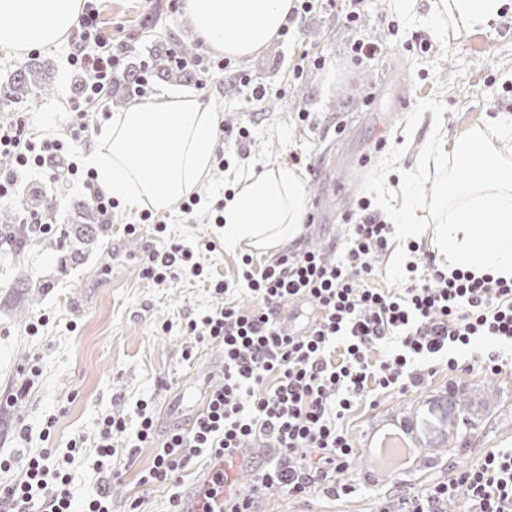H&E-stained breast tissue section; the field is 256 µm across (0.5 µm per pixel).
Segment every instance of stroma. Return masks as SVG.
I'll list each match as a JSON object with an SVG mask.
<instances>
[{"instance_id":"obj_1","label":"stroma","mask_w":512,"mask_h":512,"mask_svg":"<svg viewBox=\"0 0 512 512\" xmlns=\"http://www.w3.org/2000/svg\"><path fill=\"white\" fill-rule=\"evenodd\" d=\"M99 10L104 31L129 47L125 63L154 64L160 48L181 40L193 42L195 53L206 52L179 2L101 0ZM353 12L358 20L352 24L347 17ZM361 38L382 44L383 52L356 57L352 45ZM70 51L66 39L27 53L0 47V80L31 60L53 76L50 94L12 107L13 117L27 118L39 135L63 136L69 106L78 98ZM317 57L323 67L311 66ZM257 86L267 90L263 99L251 95ZM180 87L220 117L217 153L224 166L205 177L196 211L173 206L161 212L167 229L158 235L152 225L140 224V210L118 206L94 238L80 241L84 256L77 263L67 244L49 236H30L15 251L0 249V455L11 459L16 475L30 452L46 445L60 450L83 438L85 452L73 465L79 501L98 483L93 462L101 417L114 412L130 418L137 398L158 406L176 393L193 368L182 357L188 317L222 302L203 282L177 278L158 285L144 278L145 256L174 242L193 250L213 277L235 276L242 251L225 246L211 206L255 160L286 161L294 154L306 176L307 239L326 247L340 235L346 214L370 200L368 187L385 175L386 160L401 152L412 164L432 125L455 138L475 127L495 129L500 118L512 117V4L488 27L442 40L425 15L405 17L394 0H335L331 9L296 11L289 32L258 56L228 60L223 70ZM303 112L310 123L300 121ZM242 126L250 140L240 149L235 139ZM134 223L140 230L128 235L125 227ZM209 240L214 249H204ZM41 315L47 325L30 333ZM34 362L42 373L28 395L19 396ZM387 405L406 407L409 426L428 452L423 470L384 487L356 460L344 475L354 489L348 501L267 496L256 500L255 512H380L386 497L445 481L486 448H512V374L498 378L492 395L478 378L462 373ZM48 415L55 425L45 441L40 432ZM23 425L31 431L25 441L18 436ZM455 437L466 438V446L450 448ZM151 460L148 448L139 450L133 466L116 460L114 512L135 495L143 512H163L164 492L144 493L136 485Z\"/></svg>"}]
</instances>
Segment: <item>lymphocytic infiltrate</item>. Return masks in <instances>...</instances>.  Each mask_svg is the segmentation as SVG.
<instances>
[{
  "label": "lymphocytic infiltrate",
  "instance_id": "obj_1",
  "mask_svg": "<svg viewBox=\"0 0 512 512\" xmlns=\"http://www.w3.org/2000/svg\"><path fill=\"white\" fill-rule=\"evenodd\" d=\"M98 16L96 0H86L72 34L68 65L82 75L85 105L76 111L70 143L32 138L22 119L0 126V156L13 161L0 174L1 201L15 202L17 184L36 171L55 183L82 185L99 211L111 213V198L95 187L92 172L80 168L72 148L88 130L87 105L111 87L124 59ZM393 236V225L369 211L349 225L332 254L300 241L259 265L246 254L232 281L211 278L194 252L181 246L150 253L142 267L146 278L159 284L196 279L224 298L222 306L186 324L184 360L212 343L224 352V379L211 390L206 413L190 431L161 436L152 401L137 400L130 446L119 444L128 431L126 417L100 421L95 470L105 483L94 495L79 503L72 494V465L83 453L74 442L62 453L43 449L16 479L0 482V512H112L114 462L121 455L134 461L143 448L154 454L137 485L147 492L164 489L165 512H184L183 473L199 457L213 476L195 495V512H251L254 497L304 498L321 485L336 499L348 498L351 488L336 476L355 457L351 425L359 411L456 372L459 351L471 347L477 373L512 371V358L500 348L512 344V277L441 268L432 253L412 243L401 287H376L378 264ZM302 296L316 302L320 317L306 334L284 335L281 307ZM268 448L275 456L258 467L251 495H240L235 481L225 480V468L250 466ZM381 512H512V448L487 449L447 481L404 500H385Z\"/></svg>",
  "mask_w": 512,
  "mask_h": 512
}]
</instances>
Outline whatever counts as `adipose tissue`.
<instances>
[{"label":"adipose tissue","instance_id":"ef3b65f1","mask_svg":"<svg viewBox=\"0 0 512 512\" xmlns=\"http://www.w3.org/2000/svg\"><path fill=\"white\" fill-rule=\"evenodd\" d=\"M438 37L486 27L503 0H431ZM296 0H185L202 44L229 57L259 55L293 24ZM83 0H0V46L25 51L64 39ZM219 145V118L196 95L178 91L113 114L99 146L86 157L99 189L130 207L164 210L193 194L210 172ZM397 185L377 182L371 193L400 240L431 238L441 263L476 274L512 276V125L475 128L449 140L433 128L423 152ZM306 177L287 162L264 163L237 176L224 202V243L270 251L304 234ZM428 201L431 225L417 213Z\"/></svg>","mask_w":512,"mask_h":512}]
</instances>
